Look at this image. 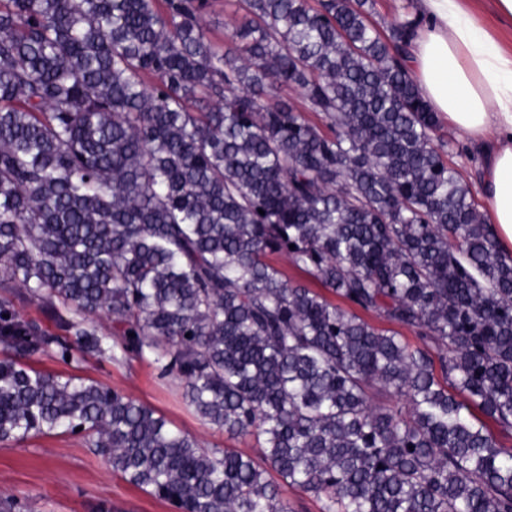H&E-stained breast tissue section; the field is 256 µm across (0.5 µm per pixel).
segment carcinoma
I'll list each match as a JSON object with an SVG mask.
<instances>
[{"mask_svg":"<svg viewBox=\"0 0 512 512\" xmlns=\"http://www.w3.org/2000/svg\"><path fill=\"white\" fill-rule=\"evenodd\" d=\"M207 3L0 0V288L54 325L0 300V443L77 432L173 512H512V255L415 22L237 0L223 50ZM41 356L147 361L257 455Z\"/></svg>","mask_w":512,"mask_h":512,"instance_id":"cac0c4a2","label":"carcinoma"}]
</instances>
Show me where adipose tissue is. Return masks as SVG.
<instances>
[{
	"mask_svg": "<svg viewBox=\"0 0 512 512\" xmlns=\"http://www.w3.org/2000/svg\"><path fill=\"white\" fill-rule=\"evenodd\" d=\"M471 0H419L407 66L441 122L477 157L484 210L512 253V47L483 26Z\"/></svg>",
	"mask_w": 512,
	"mask_h": 512,
	"instance_id": "adipose-tissue-1",
	"label": "adipose tissue"
}]
</instances>
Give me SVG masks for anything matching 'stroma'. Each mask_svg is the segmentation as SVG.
<instances>
[{"mask_svg": "<svg viewBox=\"0 0 512 512\" xmlns=\"http://www.w3.org/2000/svg\"><path fill=\"white\" fill-rule=\"evenodd\" d=\"M39 369L101 382L154 406L207 447L250 450L247 440L204 426L183 404L178 381L158 380L147 363L117 364L93 358L65 365L42 357ZM27 499L32 512H96L107 503L113 512H172L165 502L115 475L82 436H32L0 443V492Z\"/></svg>", "mask_w": 512, "mask_h": 512, "instance_id": "1", "label": "stroma"}]
</instances>
